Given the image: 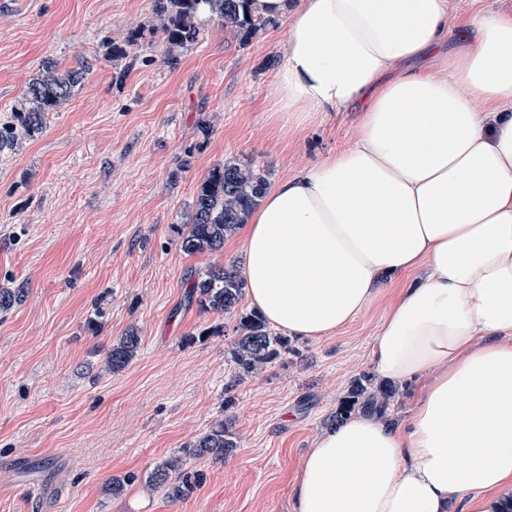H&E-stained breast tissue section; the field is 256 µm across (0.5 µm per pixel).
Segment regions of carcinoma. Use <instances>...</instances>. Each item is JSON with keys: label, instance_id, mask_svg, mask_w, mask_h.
Returning <instances> with one entry per match:
<instances>
[{"label": "carcinoma", "instance_id": "obj_1", "mask_svg": "<svg viewBox=\"0 0 512 512\" xmlns=\"http://www.w3.org/2000/svg\"><path fill=\"white\" fill-rule=\"evenodd\" d=\"M251 0H152L158 30L163 42L164 58L173 61L197 44L204 34L200 14L233 32L245 45L260 30L273 22L255 15ZM90 67L80 63L63 67L57 60L45 58L38 72L29 80L22 98L11 109V115L0 121V155L16 153L23 144L36 138L45 128L48 113L56 111L84 85ZM269 182L265 173L237 160L214 165L201 181L191 206L190 222L178 231V245L188 256L212 253L224 247V240L247 222L258 206ZM244 279L234 265H212L190 277L188 303L197 304L203 312L224 315L238 312ZM27 295L23 287L0 289V311L22 303ZM140 336L130 330L113 343L105 356V369L116 373L135 357ZM288 352V338L269 329L256 311L240 315L232 359L236 365L235 383L257 375L282 354ZM398 390L390 384L378 383L369 374H360L351 381L333 424L339 425L355 412L382 417ZM237 447V439L224 419L210 425L198 435L183 455L224 456ZM149 482L164 489L172 501L183 500L200 483V474L184 469L182 455L171 457L155 466Z\"/></svg>", "mask_w": 512, "mask_h": 512}]
</instances>
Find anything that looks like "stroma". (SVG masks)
Listing matches in <instances>:
<instances>
[{
	"mask_svg": "<svg viewBox=\"0 0 512 512\" xmlns=\"http://www.w3.org/2000/svg\"><path fill=\"white\" fill-rule=\"evenodd\" d=\"M157 25L151 0H0V117L44 58L87 62L83 89L40 137L0 157V512H294L302 456L370 352L394 291L334 335L293 339L235 383L236 317L184 304L191 271L239 263L242 238L188 256L176 243L206 173L234 158L278 182L352 144L357 113L299 131L273 110L286 19L248 44L210 23L177 62L159 39L105 61ZM141 346L104 369L129 330ZM238 446L186 461L203 483L171 502L148 481L217 417ZM135 475L117 496L112 478ZM139 346L140 336L132 329L112 343L105 356V369L111 373L124 369L135 357Z\"/></svg>",
	"mask_w": 512,
	"mask_h": 512,
	"instance_id": "35a3bbf8",
	"label": "stroma"
}]
</instances>
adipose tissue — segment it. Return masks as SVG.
<instances>
[{
	"label": "adipose tissue",
	"mask_w": 512,
	"mask_h": 512,
	"mask_svg": "<svg viewBox=\"0 0 512 512\" xmlns=\"http://www.w3.org/2000/svg\"><path fill=\"white\" fill-rule=\"evenodd\" d=\"M286 17L278 113L357 110L338 154L269 186L242 228L246 296L288 336L333 335L406 276L371 353L418 382L401 423L317 435L294 512H500L512 491V15L449 29L447 0H255ZM457 49H449V40ZM438 72L418 65L425 55ZM429 266L422 279L412 273Z\"/></svg>",
	"instance_id": "obj_1"
}]
</instances>
